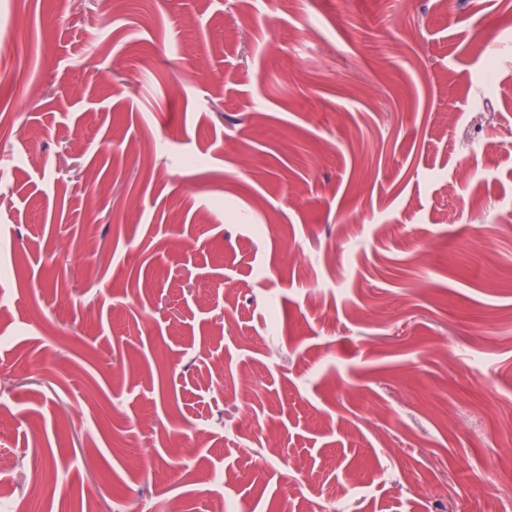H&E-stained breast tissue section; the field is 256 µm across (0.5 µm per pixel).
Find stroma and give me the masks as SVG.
Listing matches in <instances>:
<instances>
[{"label": "stroma", "mask_w": 512, "mask_h": 512, "mask_svg": "<svg viewBox=\"0 0 512 512\" xmlns=\"http://www.w3.org/2000/svg\"><path fill=\"white\" fill-rule=\"evenodd\" d=\"M496 452L512 0H0V508L500 512ZM280 466L284 470V477L281 481V493L285 499L295 495L303 489L308 490L305 499L309 503V512H319L321 509L322 497L316 491L309 476L290 464L288 458H282Z\"/></svg>", "instance_id": "stroma-1"}]
</instances>
